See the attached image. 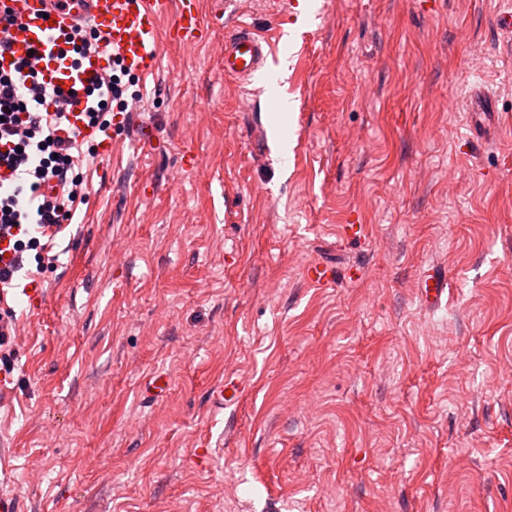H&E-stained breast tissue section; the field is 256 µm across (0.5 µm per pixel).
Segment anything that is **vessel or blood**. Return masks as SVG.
I'll use <instances>...</instances> for the list:
<instances>
[{"label":"vessel or blood","mask_w":512,"mask_h":512,"mask_svg":"<svg viewBox=\"0 0 512 512\" xmlns=\"http://www.w3.org/2000/svg\"><path fill=\"white\" fill-rule=\"evenodd\" d=\"M56 2L9 0L14 23L7 38L15 57L25 56L31 48L48 53L50 35H72L78 23L87 21L102 33L130 72L145 78L159 68L163 41L194 43L203 39L206 29L196 0H182L172 24L164 30L159 20L168 13L170 0H69L63 9L57 8ZM269 53L263 37L247 23H238L224 41V73L250 80L263 69ZM40 71L45 82L52 85L86 86L100 80L103 65L101 58L93 55L77 67L53 59L41 65ZM422 286L426 305L439 308L447 292L448 275L431 271ZM244 391L241 381L228 375L212 385L210 398L214 407L223 409L236 404Z\"/></svg>","instance_id":"vessel-or-blood-1"}]
</instances>
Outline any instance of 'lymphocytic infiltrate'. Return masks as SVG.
<instances>
[{
  "mask_svg": "<svg viewBox=\"0 0 512 512\" xmlns=\"http://www.w3.org/2000/svg\"><path fill=\"white\" fill-rule=\"evenodd\" d=\"M75 52L108 59L99 87L87 95L82 119L95 136L109 137L110 105L126 92L117 73L120 58L88 23L77 30ZM67 106L61 89L45 85L32 58L21 59L15 72H0V168L11 172L9 182L0 185V239L7 240L12 253L9 266L0 268V295L20 287L27 267L40 275L54 263L45 230L71 222L74 204L86 197L72 156L81 133L71 127ZM49 180L62 186V194H43Z\"/></svg>",
  "mask_w": 512,
  "mask_h": 512,
  "instance_id": "f902f5d3",
  "label": "lymphocytic infiltrate"
}]
</instances>
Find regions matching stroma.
<instances>
[{
  "mask_svg": "<svg viewBox=\"0 0 512 512\" xmlns=\"http://www.w3.org/2000/svg\"><path fill=\"white\" fill-rule=\"evenodd\" d=\"M502 5L201 0L203 41L127 83L145 142L116 124L111 157L83 145L88 197L13 303L0 491L24 512H512ZM241 20L287 62L277 86L225 78ZM477 82L498 94L479 131ZM318 261L334 283L306 280ZM228 374L248 390L217 412ZM425 294V303L430 309H437L442 305L444 295L448 288V273L432 270L426 275L422 283Z\"/></svg>",
  "mask_w": 512,
  "mask_h": 512,
  "instance_id": "35a3bbf8",
  "label": "stroma"
}]
</instances>
